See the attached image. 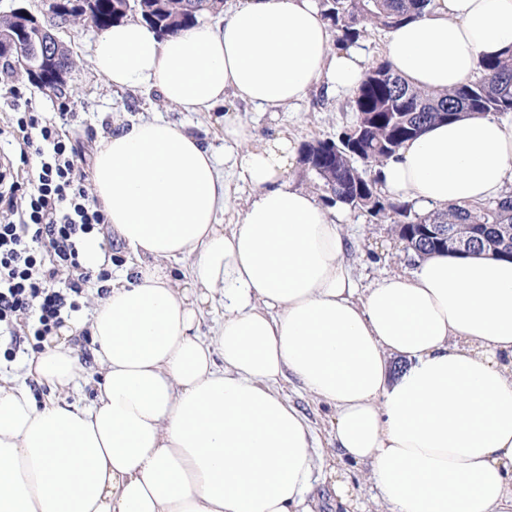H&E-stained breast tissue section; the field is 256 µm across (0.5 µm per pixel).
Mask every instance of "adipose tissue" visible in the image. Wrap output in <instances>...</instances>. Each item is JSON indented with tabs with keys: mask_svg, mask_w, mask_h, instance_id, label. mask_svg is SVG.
<instances>
[{
	"mask_svg": "<svg viewBox=\"0 0 512 512\" xmlns=\"http://www.w3.org/2000/svg\"><path fill=\"white\" fill-rule=\"evenodd\" d=\"M511 46L512 0H433L387 58L443 91ZM91 62L113 89L189 112L229 90L259 110L351 92L367 69L317 0H240L223 24L169 36L123 20ZM296 160L287 135L230 118L220 157L161 118L104 138L92 191L130 262L90 318L24 363L75 385L72 343L88 332L97 394L39 403L0 384V512H314L318 440L279 389L291 378L333 409L334 456L367 466L387 512H512V260L439 253L360 289L346 208L295 186ZM228 171L252 193L227 227ZM511 186L512 123L490 115L432 125L381 168L382 192L425 211ZM212 305L224 319L205 336Z\"/></svg>",
	"mask_w": 512,
	"mask_h": 512,
	"instance_id": "obj_1",
	"label": "adipose tissue"
}]
</instances>
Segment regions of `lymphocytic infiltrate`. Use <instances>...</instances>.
I'll return each mask as SVG.
<instances>
[{
	"mask_svg": "<svg viewBox=\"0 0 512 512\" xmlns=\"http://www.w3.org/2000/svg\"><path fill=\"white\" fill-rule=\"evenodd\" d=\"M7 127L15 148L0 155V333L43 340L81 310L88 284L111 279L82 260L106 218L66 132L26 111L10 113Z\"/></svg>",
	"mask_w": 512,
	"mask_h": 512,
	"instance_id": "obj_1",
	"label": "lymphocytic infiltrate"
}]
</instances>
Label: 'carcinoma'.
Returning <instances> with one entry per match:
<instances>
[{
	"label": "carcinoma",
	"mask_w": 512,
	"mask_h": 512,
	"mask_svg": "<svg viewBox=\"0 0 512 512\" xmlns=\"http://www.w3.org/2000/svg\"><path fill=\"white\" fill-rule=\"evenodd\" d=\"M55 15L67 22L84 18L104 30L134 12L166 36L198 23L218 9L217 0H56ZM432 0H318L336 41L350 45L367 27L391 32L404 22L423 15ZM18 18H0V46L5 53H25L35 36L12 41ZM74 65L69 49L58 48L49 58L40 79L53 82L67 77ZM353 121L334 138L307 141L301 146L305 170L320 181L323 199L359 211L369 221L387 223L404 248L429 254L440 245L407 228L409 224H446L472 237V252L495 253L512 258V246L492 248L503 228L512 230V192L494 200L455 203L421 213L413 205L381 191L379 167L407 140L428 126L472 116L512 112V47L483 58L476 75L447 91L418 89L397 74L391 64L370 65L352 97Z\"/></svg>",
	"instance_id": "cac0c4a2"
}]
</instances>
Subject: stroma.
I'll list each match as a JSON object with an SVG mask.
<instances>
[{"label":"stroma","mask_w":512,"mask_h":512,"mask_svg":"<svg viewBox=\"0 0 512 512\" xmlns=\"http://www.w3.org/2000/svg\"><path fill=\"white\" fill-rule=\"evenodd\" d=\"M100 34V29L84 20L58 29V38L70 49L75 61L68 76L67 99H58L38 88L25 73L0 71V123L15 107L41 113L42 117L53 121L58 120L60 113H76V120L68 122L65 129L80 155L89 160L113 126L127 128L153 117L182 124L205 145L220 152L224 149L222 128L228 116L253 128L258 137L283 133L300 144L335 136L353 116L351 95L329 97L318 89L294 105L266 111L255 110L229 92L223 105L211 112L184 111L163 101L154 91H116L103 83L92 68L91 49ZM345 229L351 237L347 258L360 287H371L387 275L415 267V259L404 251L388 225L371 223L363 214L350 211L346 214ZM75 353L82 360L77 387L53 391L34 383L30 389L36 399L51 397L83 405L91 402L98 372L92 361L89 338L77 342Z\"/></svg>","instance_id":"stroma-1"}]
</instances>
